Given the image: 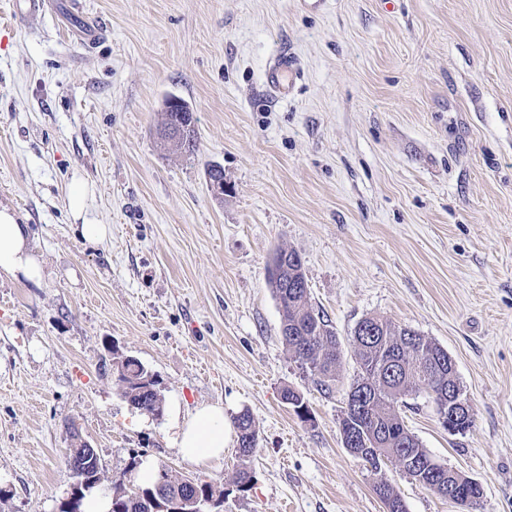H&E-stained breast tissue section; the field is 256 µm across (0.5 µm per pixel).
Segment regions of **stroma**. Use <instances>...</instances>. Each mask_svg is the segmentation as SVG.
<instances>
[{"label":"stroma","mask_w":512,"mask_h":512,"mask_svg":"<svg viewBox=\"0 0 512 512\" xmlns=\"http://www.w3.org/2000/svg\"><path fill=\"white\" fill-rule=\"evenodd\" d=\"M0 0V205L30 228L41 285L0 277V512H57L74 435L105 479L131 457L224 493V512H461L372 471L339 423L359 375L356 324L432 338L473 417L451 434L428 395L398 410L441 465L477 480L472 512H512V0ZM296 76L269 94L278 51ZM197 117L183 156L159 128L168 98ZM224 171V192L206 170ZM91 192L73 215L68 190ZM105 224L84 241L80 227ZM295 250L341 341L322 387L283 343L269 284ZM158 376L182 414L223 402L258 432L237 491V443L184 464L168 417L124 397L118 356ZM309 405L302 421L284 387ZM374 490L384 503L386 512H407L404 501L386 479L381 477L374 485Z\"/></svg>","instance_id":"35a3bbf8"}]
</instances>
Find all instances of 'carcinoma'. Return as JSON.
I'll return each mask as SVG.
<instances>
[{
  "label": "carcinoma",
  "instance_id": "obj_1",
  "mask_svg": "<svg viewBox=\"0 0 512 512\" xmlns=\"http://www.w3.org/2000/svg\"><path fill=\"white\" fill-rule=\"evenodd\" d=\"M295 272L297 288L285 286L284 278L270 271L271 287L281 313L280 332L283 342L295 357L306 366L320 384L330 387L336 381L340 360V342L336 331L309 300V289L302 287L306 278L301 259L288 264ZM352 345L360 367L354 385L362 386L365 395L358 400L346 399L340 421V433L348 440L378 443L381 457H413V466L404 474L430 489L447 496L448 488L476 505L483 496L482 487H474L469 477L460 472L450 473L436 463L427 449L410 431L394 404L405 397L425 392L437 403H448V386L457 385L453 360L435 341L420 333L401 327L380 317L361 319L353 332ZM118 381L124 396L139 411L146 410L159 419L164 412V396L158 389L157 375L138 359L126 356L115 362ZM281 399L295 414L307 421L310 411L303 396L291 388L282 390ZM238 433V455L242 461L236 478L240 492L252 482L250 461L257 447V433L249 412L234 418ZM140 459L134 456L127 468L112 479V512H174L176 503L191 493L214 509L224 507V493H216L213 485L199 478L195 487L186 489L171 478L165 469L158 470V480L151 488L140 485L135 477ZM375 493L385 505L386 512H407L406 505L394 487L384 478L374 485Z\"/></svg>",
  "mask_w": 512,
  "mask_h": 512
}]
</instances>
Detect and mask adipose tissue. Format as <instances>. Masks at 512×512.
Wrapping results in <instances>:
<instances>
[{
	"mask_svg": "<svg viewBox=\"0 0 512 512\" xmlns=\"http://www.w3.org/2000/svg\"><path fill=\"white\" fill-rule=\"evenodd\" d=\"M1 274L21 277L36 285L47 276L43 261L31 247L27 225L6 208H0ZM170 422L177 450L186 463L199 465L223 458L232 434L223 403L199 406L185 417L178 407H171Z\"/></svg>",
	"mask_w": 512,
	"mask_h": 512,
	"instance_id": "adipose-tissue-1",
	"label": "adipose tissue"
}]
</instances>
